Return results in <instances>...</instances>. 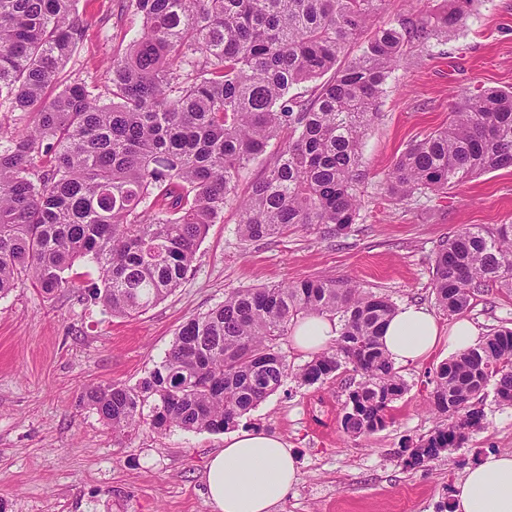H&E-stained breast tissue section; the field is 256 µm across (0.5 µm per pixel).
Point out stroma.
<instances>
[{"label":"stroma","mask_w":512,"mask_h":512,"mask_svg":"<svg viewBox=\"0 0 512 512\" xmlns=\"http://www.w3.org/2000/svg\"><path fill=\"white\" fill-rule=\"evenodd\" d=\"M83 36L63 69L67 81L104 93L110 67L139 36L141 19L123 0H78ZM512 87V0H478L457 31L408 50L360 145L362 205L348 236L293 228L242 242L238 210L210 225L182 284L134 317L84 307L74 295L48 297L31 283L0 299V507L5 512H214L204 468L224 446L220 433L140 430L123 445L81 404L86 388L136 384L164 358L178 327L235 288L317 276L352 280L396 304L434 308L435 252L470 224H512V172L482 174L445 195L394 200L387 178L410 144L446 125L456 95L475 87ZM489 334L512 328V290L476 294L464 313ZM440 343L426 359L400 366L407 389L392 418L350 439L340 427L347 374L324 383L287 381L240 423L283 437L299 480L279 512H438L467 469L490 452H512V405L487 395L481 429L462 447L412 469L401 451L435 427L432 379L448 360Z\"/></svg>","instance_id":"1"}]
</instances>
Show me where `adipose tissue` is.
Here are the masks:
<instances>
[{
  "mask_svg": "<svg viewBox=\"0 0 512 512\" xmlns=\"http://www.w3.org/2000/svg\"><path fill=\"white\" fill-rule=\"evenodd\" d=\"M340 327L325 315L297 320L293 346L319 353L337 338ZM478 329L466 319L441 330L436 315L425 307L403 305L387 322L384 349L394 365L427 357L440 342L449 351L476 346ZM299 477L298 460L279 436L240 428L224 437V446L206 465L207 498L216 512H276ZM453 512H512V453H491L468 469L452 492Z\"/></svg>",
  "mask_w": 512,
  "mask_h": 512,
  "instance_id": "adipose-tissue-1",
  "label": "adipose tissue"
}]
</instances>
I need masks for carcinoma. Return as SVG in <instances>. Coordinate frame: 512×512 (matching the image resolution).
Listing matches in <instances>:
<instances>
[{
    "label": "carcinoma",
    "mask_w": 512,
    "mask_h": 512,
    "mask_svg": "<svg viewBox=\"0 0 512 512\" xmlns=\"http://www.w3.org/2000/svg\"><path fill=\"white\" fill-rule=\"evenodd\" d=\"M76 2L0 0V102L31 120L17 136L0 124V299L25 280L49 296L74 288L70 271L87 260L97 283L81 301L132 317L181 285L240 172L285 130L239 204L241 240L292 226L348 235L361 202L360 143L388 78L409 45L455 31L475 0L375 29L384 0H128L143 32L113 60L105 101L78 81L49 96L83 35ZM366 31L359 54L340 64ZM324 76L310 94L290 93ZM42 156L51 164L37 166ZM499 170L512 171V90L482 88L459 95L448 124L401 153L388 190L400 201L445 194ZM493 285L512 287V224H472L439 246L432 290L442 311H467ZM396 309L386 294L325 277L233 289L188 318L137 384L91 386L81 401L119 442L144 427L221 432L287 380L313 385L344 370L359 380L341 426L366 436L386 426L406 390L380 342ZM313 313L338 318L340 335L295 368L281 344ZM433 384L441 421L404 448L407 466L481 428L476 400L488 385L512 405V328L441 363Z\"/></svg>",
    "instance_id": "cac0c4a2"
}]
</instances>
